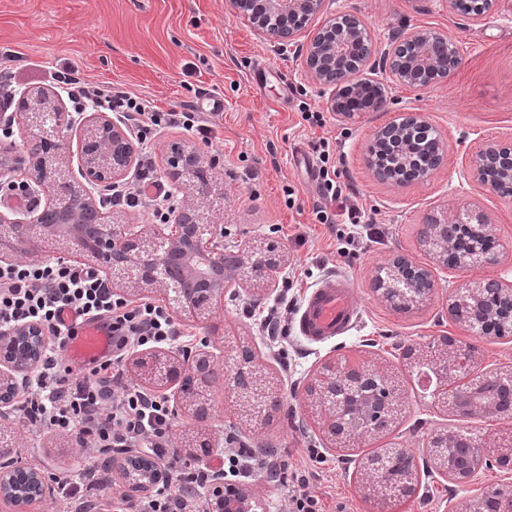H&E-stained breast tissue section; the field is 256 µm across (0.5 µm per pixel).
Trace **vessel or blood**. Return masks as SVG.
I'll list each match as a JSON object with an SVG mask.
<instances>
[{
    "label": "vessel or blood",
    "instance_id": "b4317fda",
    "mask_svg": "<svg viewBox=\"0 0 512 512\" xmlns=\"http://www.w3.org/2000/svg\"><path fill=\"white\" fill-rule=\"evenodd\" d=\"M358 309L352 284L344 278H329L313 290L299 319L301 335L311 342H321L354 327ZM67 349L72 356L93 361L109 354L110 339L98 324L81 327Z\"/></svg>",
    "mask_w": 512,
    "mask_h": 512
}]
</instances>
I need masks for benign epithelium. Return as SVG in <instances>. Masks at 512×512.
<instances>
[{
    "mask_svg": "<svg viewBox=\"0 0 512 512\" xmlns=\"http://www.w3.org/2000/svg\"><path fill=\"white\" fill-rule=\"evenodd\" d=\"M327 0H230L232 13L245 21L261 38H270L281 49L294 46L303 57L307 72L320 84L332 89L328 109L348 118L361 110L386 109L389 90L381 79L355 75L367 70L387 74L394 83L423 90L433 82L425 80V71L438 72L436 81L448 76L460 64L459 55L438 62V51L448 49L452 42L440 31L415 27L401 34L388 48L373 58L372 39L366 24L353 14H328ZM496 10L512 18V0H484L469 14L479 21L489 11ZM31 119L42 129V136L26 141L25 154L0 148V178L10 180L14 173L24 171L26 184L34 193L46 192L52 201L43 208L33 207L0 212V261L12 256L31 254L36 245L32 229L39 230L42 239L64 243L79 255L106 264L118 279V285L128 291L156 289L167 297L179 313L195 318L209 314L224 292L238 282L265 283L270 272L281 262V255L272 245H253L233 254L224 252V232L208 220L205 206L190 203L174 218L170 229L152 232L116 228L108 222L103 201L94 197L91 188L114 185L123 179L135 162L132 139L122 123L107 112H93L81 118L84 127L79 153V173L76 180L66 173L67 161L61 144L53 137L69 132L75 126L71 113L64 111L50 97L38 94L33 98ZM432 127L422 112H407L379 127L373 134L366 152V165L376 180L397 187L428 181L446 161L442 152L430 167L411 171L404 177L395 167L384 169L376 165L375 153L386 152L392 139L409 134L412 127ZM170 177L175 186L195 192L200 199L208 197L211 186L203 178L205 168L212 164L206 156L181 144L171 146L167 159ZM512 179V139L487 142L469 159L463 177L469 182L494 190L492 174ZM431 230L422 245L437 262H444L448 251L451 228H463L469 234L462 253L461 267L473 268L497 261L498 253L486 246V240L497 239L496 227L490 215L472 204L463 210H452L444 217L429 219ZM432 277L431 271L403 255L394 256L380 266L374 276V290L387 303L399 300L409 307H418L430 300L433 290L420 287L418 278ZM453 303L467 310L461 323L474 335H483L492 325L506 323L512 331V284L502 281H469L453 292ZM431 345L418 359V373L426 374L434 383L432 395L444 405L474 417L485 418L496 406L482 399L484 376L471 378L472 391L458 397L448 394V381L469 371L448 357V345ZM46 346V336L36 323H22L0 331V416L14 398L28 372L40 358ZM235 373L230 387L238 406L254 416L260 415L269 398V383L256 370L246 367L255 360L251 349L243 346L229 356ZM138 375L150 384L162 385L173 377L187 378L192 389L181 393L185 410L205 409L203 402L213 380L211 354L202 351L194 361L183 366L161 353L140 357L134 361ZM372 369L336 367L323 364L314 380L319 389L313 393L319 409L321 428L327 440L340 444L351 438H373L383 433L401 414L402 397L387 373H377L386 388V395L366 385L365 373ZM470 449L467 465L459 467L448 457V448ZM429 462L448 480L467 483L479 471L493 467L508 455L491 449L474 431L441 430L427 440ZM0 448V500L9 503L13 512H26L29 504L54 495L55 487L43 475L32 471L33 490L23 496L10 487L11 462ZM132 461H146L148 469L133 475L125 462L117 465L122 478L128 480L134 499L147 492L159 479L155 460L140 452H130ZM407 460L412 468L395 484L396 494L408 495L415 489L418 467L414 456L403 448H385L370 460L361 463L365 477L386 475L399 462ZM491 496L484 492L448 505V512H489ZM210 512H265L262 499L248 486L228 484L216 487Z\"/></svg>",
    "mask_w": 512,
    "mask_h": 512,
    "instance_id": "7a95c632",
    "label": "benign epithelium"
}]
</instances>
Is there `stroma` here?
Wrapping results in <instances>:
<instances>
[{
	"label": "stroma",
	"mask_w": 512,
	"mask_h": 512,
	"mask_svg": "<svg viewBox=\"0 0 512 512\" xmlns=\"http://www.w3.org/2000/svg\"><path fill=\"white\" fill-rule=\"evenodd\" d=\"M329 9L357 13L380 50L415 27L442 31L457 47L462 65L447 81L425 90L392 86L385 111L344 119L328 111L330 91L305 72L301 56L255 36L233 16L229 0H0V72L10 74L16 87L10 102L0 101V113L18 111L22 92L55 93L50 71L61 63L100 87L133 92L157 110L199 113L212 128L210 141L180 127L165 129L147 151L157 177L169 180L172 143L214 158L210 174L224 192L210 197L207 206L224 231L225 250L265 241L276 245L284 261L273 272L269 290L233 287L209 316L179 315L175 321L204 340L217 370L226 368L225 349L240 342L250 346L262 372L278 384L279 405L265 426H255L235 413L221 378L209 392L208 418L198 420L182 408L178 384L156 387L174 411L178 456L187 457L183 444L188 438L204 435L217 450L232 434L251 448L276 450L289 471L305 473L326 512H376L360 491L359 464L378 449H406L422 464L427 439L436 429H469L492 439L512 435V418L480 420L438 405L419 388L402 356L406 348L448 336L456 345L474 347L478 372L512 365V336L470 335L449 310L454 289L469 280L512 282V198L462 176L483 143L512 136V20L492 12L475 22L449 12L448 0H331ZM212 98L223 101V111L209 112ZM413 109L426 113L440 133L447 161L421 185L378 182L365 166L370 137L378 126ZM308 112L324 113V126L305 121ZM322 139L348 187L349 204L380 227L379 235L350 258L339 255L335 230L315 219L316 207L325 203L315 176L314 146ZM473 203L497 226L504 244L498 263L474 269L434 266L435 294L428 304L401 312L384 303L373 289L378 266L395 253L429 263L420 245L427 218ZM290 273L297 277L291 294L301 302L323 279L347 278L360 314L356 326L311 343L300 334V312L294 309L281 338L282 353L271 351L257 315L276 304L282 279ZM247 306L256 309V317L244 315ZM343 356L388 367L402 386L405 411L379 438L330 450L314 423L307 387L323 362ZM4 423L25 466L77 479L82 495L97 504L103 501L102 486L124 489L116 470H103L101 460L80 452L75 435L30 432L11 411ZM310 448L321 449L323 462L308 458ZM510 477L512 469L496 467L460 486L436 470H423L415 490L389 512H444L449 501L500 487Z\"/></svg>",
	"instance_id": "stroma-1"
}]
</instances>
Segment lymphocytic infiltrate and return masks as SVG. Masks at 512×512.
<instances>
[{
    "instance_id": "obj_1",
    "label": "lymphocytic infiltrate",
    "mask_w": 512,
    "mask_h": 512,
    "mask_svg": "<svg viewBox=\"0 0 512 512\" xmlns=\"http://www.w3.org/2000/svg\"><path fill=\"white\" fill-rule=\"evenodd\" d=\"M52 77L67 86L75 110H82L90 100L103 110L121 113L140 144H148L158 131L175 125L204 137L210 134V126L195 113L162 112L130 93L101 90L71 67L56 70ZM158 184L153 170L143 169L130 186L113 190L112 202L136 207L149 200L153 217L168 223L182 200ZM315 215L319 223L338 225V239L352 248L373 232L355 206L333 212L319 207ZM84 321L106 326L112 352L88 371L77 372L64 361L63 351L78 323ZM22 322L37 323L50 332L53 347L36 366L16 405L19 419L33 430L74 434L82 447L102 455L144 448L162 460L167 477L161 487L149 497L124 501L121 512H207L208 500L202 492L215 481L218 466H226L234 476L242 471H281L277 461L259 458L231 438L218 465L204 460L190 466L176 458L169 442L173 410L168 399L124 382L120 370L124 359L138 348L177 341L186 349L192 345L194 334L180 331L161 306L131 305L112 292L99 272L62 258L0 265V331Z\"/></svg>"
}]
</instances>
